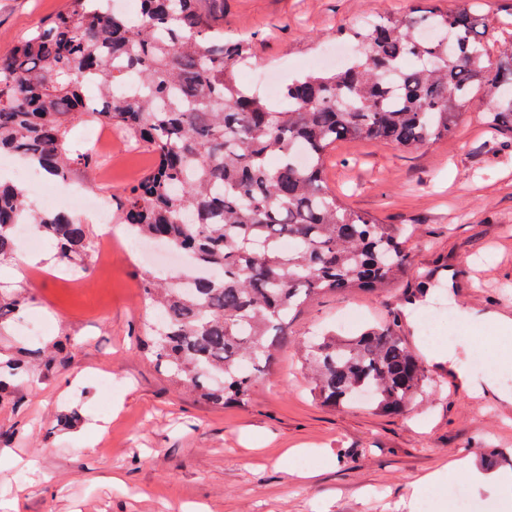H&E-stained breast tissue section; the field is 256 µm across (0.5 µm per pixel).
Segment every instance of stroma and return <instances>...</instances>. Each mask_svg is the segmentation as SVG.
<instances>
[{
  "label": "stroma",
  "instance_id": "obj_1",
  "mask_svg": "<svg viewBox=\"0 0 512 512\" xmlns=\"http://www.w3.org/2000/svg\"><path fill=\"white\" fill-rule=\"evenodd\" d=\"M67 0H0V56ZM440 6L488 18L495 52L512 49V0H224V35L253 42L256 69L307 72L337 28L374 15ZM486 102L474 100L455 135L406 153L369 140L337 144L326 182L350 206L384 224L415 228L411 268L378 294H327L289 318L288 341L249 401L214 407L151 363L142 325L139 251L112 227V256L84 268L25 264V249L0 265V283L28 300L0 324V360L29 350L32 375L0 399V512H429L414 483L448 460L496 457L512 471V364L490 349L495 381L473 396L432 368L418 409L384 416L367 406L313 400L299 344L339 327L398 320L427 352L448 336L471 369L485 336L468 310L512 316V157L483 147ZM101 178L69 183L101 197L121 194L155 162L151 146L123 134L104 148ZM437 317L432 336L421 318ZM78 413L67 431L60 417Z\"/></svg>",
  "mask_w": 512,
  "mask_h": 512
}]
</instances>
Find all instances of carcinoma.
Masks as SVG:
<instances>
[{
    "mask_svg": "<svg viewBox=\"0 0 512 512\" xmlns=\"http://www.w3.org/2000/svg\"><path fill=\"white\" fill-rule=\"evenodd\" d=\"M105 0L67 7L0 56V155L66 180L95 167L64 148L73 121L146 139L155 166L112 200V220L139 241L190 260L187 272L139 268L157 320L144 325L155 367L201 400L244 403L286 336L288 317L320 295L379 292L409 269L405 229L356 211L325 185L336 142L377 140L414 151L457 129L480 97L491 138L512 125V52L485 67L489 21L433 8L336 29L357 44L341 72H309L270 99L236 79L250 42L224 39V0H140V18ZM34 224L58 258L91 253L70 214L31 207L0 183V263L14 259L13 226ZM23 298L0 296V324ZM319 403L367 393L378 414H402L430 394L429 371L392 323L303 344ZM28 363L0 365V398Z\"/></svg>",
    "mask_w": 512,
    "mask_h": 512,
    "instance_id": "1",
    "label": "carcinoma"
}]
</instances>
